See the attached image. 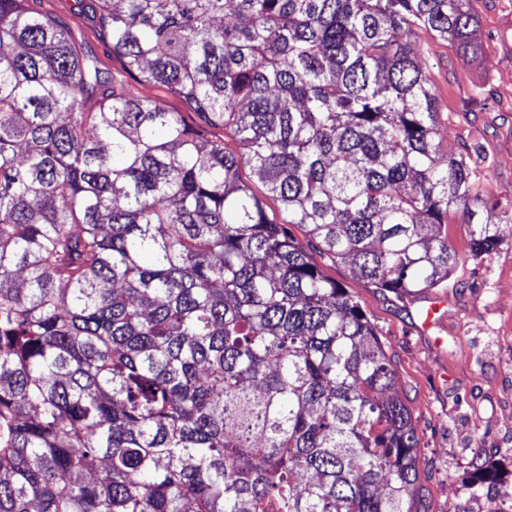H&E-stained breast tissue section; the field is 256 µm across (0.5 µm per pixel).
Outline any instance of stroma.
<instances>
[{
	"label": "stroma",
	"mask_w": 512,
	"mask_h": 512,
	"mask_svg": "<svg viewBox=\"0 0 512 512\" xmlns=\"http://www.w3.org/2000/svg\"><path fill=\"white\" fill-rule=\"evenodd\" d=\"M29 7L81 35L85 52L126 95L181 113L205 140L238 151L222 128L203 125L169 90L129 75L91 10L74 0H29ZM470 9L479 19L478 55L421 30L411 46L437 96L442 153L470 151L478 192L512 205V0H470ZM438 231L459 263L443 287L413 297L364 284L348 264L311 248L300 227L292 234L326 276L357 296L377 327L420 440V512H512L504 494L512 487V223L502 227V244L479 257L462 214ZM434 296L444 306L426 330Z\"/></svg>",
	"instance_id": "1"
}]
</instances>
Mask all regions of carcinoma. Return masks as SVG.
<instances>
[{"instance_id":"cac0c4a2","label":"carcinoma","mask_w":512,"mask_h":512,"mask_svg":"<svg viewBox=\"0 0 512 512\" xmlns=\"http://www.w3.org/2000/svg\"><path fill=\"white\" fill-rule=\"evenodd\" d=\"M27 2L0 0V512H419L385 346L288 225L395 294L448 280L452 213L498 247L512 210L440 156L410 47L476 48L469 0H94L236 153ZM242 180L246 182L254 192V194L264 203L269 212H273L278 216V204L268 193L264 183L253 173L252 169L245 167L241 171Z\"/></svg>"}]
</instances>
